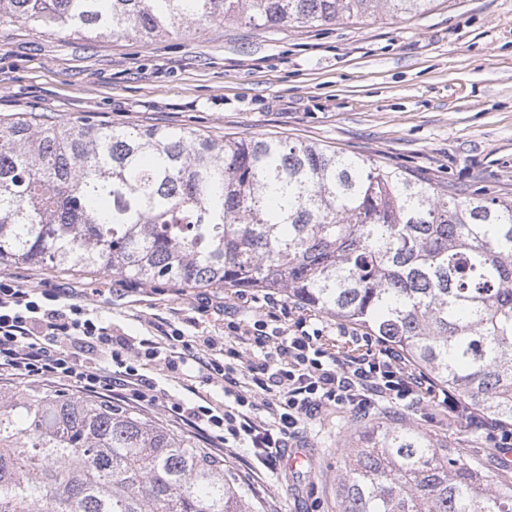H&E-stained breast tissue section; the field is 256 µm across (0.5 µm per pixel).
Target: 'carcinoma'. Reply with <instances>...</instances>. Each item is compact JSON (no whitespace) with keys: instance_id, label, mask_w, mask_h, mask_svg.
<instances>
[{"instance_id":"obj_1","label":"carcinoma","mask_w":512,"mask_h":512,"mask_svg":"<svg viewBox=\"0 0 512 512\" xmlns=\"http://www.w3.org/2000/svg\"><path fill=\"white\" fill-rule=\"evenodd\" d=\"M434 0H0L31 30L153 40L425 14ZM278 290L387 340L461 407L512 425V198L273 137L0 119V266ZM340 512H512L406 423L343 453ZM0 512H256L204 448L78 396L0 401Z\"/></svg>"}]
</instances>
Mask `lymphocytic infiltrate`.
Here are the masks:
<instances>
[{
  "mask_svg": "<svg viewBox=\"0 0 512 512\" xmlns=\"http://www.w3.org/2000/svg\"><path fill=\"white\" fill-rule=\"evenodd\" d=\"M51 289L0 276V378L59 383L88 398H132L162 408L216 450L252 448L268 469L303 432L316 413L336 411L366 419L398 404L414 405L433 394V383L411 367L384 340L365 351L340 356L316 333L255 320L229 323L234 347L208 336L185 338L181 330L157 336H116L112 326L78 304L58 306ZM151 362L179 376L219 386L222 402L199 395L187 403L173 398L146 375ZM449 417H464L469 428L485 433L496 448L512 447L508 430L479 413H461L460 403L444 393Z\"/></svg>",
  "mask_w": 512,
  "mask_h": 512,
  "instance_id": "obj_1",
  "label": "lymphocytic infiltrate"
}]
</instances>
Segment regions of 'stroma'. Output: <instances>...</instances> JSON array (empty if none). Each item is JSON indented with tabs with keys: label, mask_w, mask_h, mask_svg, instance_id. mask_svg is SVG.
<instances>
[{
	"label": "stroma",
	"mask_w": 512,
	"mask_h": 512,
	"mask_svg": "<svg viewBox=\"0 0 512 512\" xmlns=\"http://www.w3.org/2000/svg\"><path fill=\"white\" fill-rule=\"evenodd\" d=\"M37 110L55 119L115 126L156 123L211 137L278 136L452 181L485 197L512 196V0H435L431 11L397 19L319 27L210 26L150 41L78 38L0 22V118ZM5 274L42 288H67L121 336L164 324L188 336L233 343L227 324L265 317L262 292L152 285L120 291L111 275L16 264ZM322 331L328 348L350 346L345 322L293 309L285 326ZM403 422L484 456L485 472L512 469L485 434L439 406H400L367 419L323 412L301 445L306 469L270 472L250 449L224 466L258 512H339L342 450L358 430Z\"/></svg>",
	"instance_id": "stroma-1"
}]
</instances>
